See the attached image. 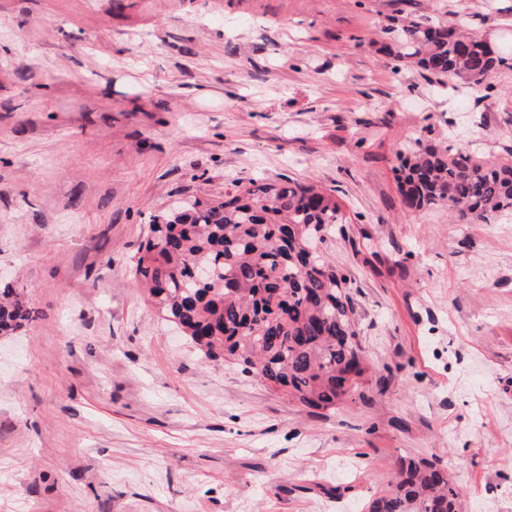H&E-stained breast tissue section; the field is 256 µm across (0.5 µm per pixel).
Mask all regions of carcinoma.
I'll return each mask as SVG.
<instances>
[{
    "label": "carcinoma",
    "mask_w": 512,
    "mask_h": 512,
    "mask_svg": "<svg viewBox=\"0 0 512 512\" xmlns=\"http://www.w3.org/2000/svg\"><path fill=\"white\" fill-rule=\"evenodd\" d=\"M398 65L480 87L512 57L451 21L413 18L393 49ZM409 211L447 205L462 224L512 212V161L416 143L395 168ZM343 223L336 197L292 178H257L165 210L132 266L158 315L211 361H229L299 404L327 412L363 398L374 373L358 340L346 277L322 244ZM38 312L0 289V335ZM461 490L437 460L399 463L367 512H460Z\"/></svg>",
    "instance_id": "cac0c4a2"
}]
</instances>
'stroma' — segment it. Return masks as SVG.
<instances>
[{
	"instance_id": "obj_1",
	"label": "stroma",
	"mask_w": 512,
	"mask_h": 512,
	"mask_svg": "<svg viewBox=\"0 0 512 512\" xmlns=\"http://www.w3.org/2000/svg\"><path fill=\"white\" fill-rule=\"evenodd\" d=\"M426 14L512 54V0H0V512H364L404 457L512 512V215L406 210L414 142L512 160L490 93L396 67ZM334 191L374 366L325 412L204 358L131 280L154 216L233 183ZM38 312L13 288L0 289V335L10 336L17 330L31 325Z\"/></svg>"
}]
</instances>
